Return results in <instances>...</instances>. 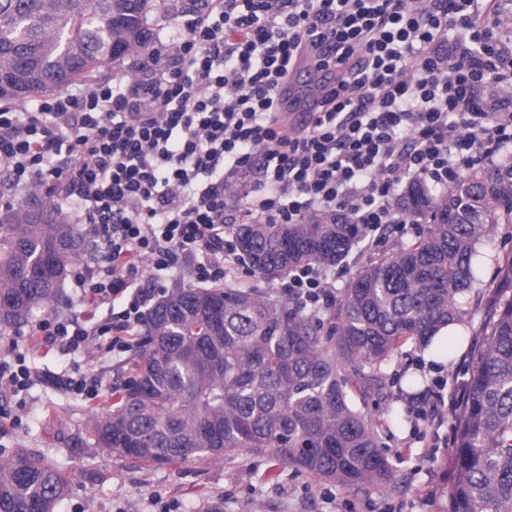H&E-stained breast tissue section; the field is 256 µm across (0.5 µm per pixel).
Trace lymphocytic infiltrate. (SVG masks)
Listing matches in <instances>:
<instances>
[{
    "mask_svg": "<svg viewBox=\"0 0 512 512\" xmlns=\"http://www.w3.org/2000/svg\"><path fill=\"white\" fill-rule=\"evenodd\" d=\"M498 0H210L176 42L146 52L143 77L63 88L33 108L0 105V168L12 202L66 206L98 250L74 273L94 325L37 326L77 352L132 348L150 300L138 285L193 267L223 282L234 174H259L246 213L276 224L339 213L377 232L406 179L450 184L512 148V44L489 18ZM454 49L441 54L444 39ZM336 84L299 128L284 129L277 90L297 56ZM326 271H296L287 294L311 312L333 295Z\"/></svg>",
    "mask_w": 512,
    "mask_h": 512,
    "instance_id": "1",
    "label": "lymphocytic infiltrate"
}]
</instances>
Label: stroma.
<instances>
[{
    "label": "stroma",
    "instance_id": "obj_1",
    "mask_svg": "<svg viewBox=\"0 0 512 512\" xmlns=\"http://www.w3.org/2000/svg\"><path fill=\"white\" fill-rule=\"evenodd\" d=\"M417 232V225L402 224L361 240L349 264L329 270L332 294H341L358 266L378 260L393 241L414 240ZM511 259L512 224L491 225L476 265L474 286L481 297L462 300V317L455 325L464 344L449 350L446 364L407 344L383 367L384 394L356 398L394 470L388 485L349 489L291 467L271 482L266 473L273 459L249 451L202 464L148 466L89 447L85 423L92 413L104 411L102 393L130 377L133 356L115 358L93 344L68 354L36 341L34 331L42 320L79 316L96 322L106 317V309L80 305L69 281L58 303L35 313L20 331L0 334V358L18 348L28 350L30 365L40 372L79 367L99 394L82 398L36 383L16 395L0 387V407L12 412L10 418H0V451L31 448L66 472L71 491L54 512H348L352 506L358 512H445L453 477L454 410L440 400L439 389L467 378L472 353L482 346L497 303L492 286Z\"/></svg>",
    "mask_w": 512,
    "mask_h": 512
}]
</instances>
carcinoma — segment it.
Returning <instances> with one entry per match:
<instances>
[{"label":"carcinoma","mask_w":512,"mask_h":512,"mask_svg":"<svg viewBox=\"0 0 512 512\" xmlns=\"http://www.w3.org/2000/svg\"><path fill=\"white\" fill-rule=\"evenodd\" d=\"M166 0H0V102L23 101L90 80L142 54L158 35ZM413 223L397 243L360 266L328 308L319 334L302 306L253 288L167 291L147 312L132 376L90 419L92 447L148 465L224 459L241 450L275 457L267 479L291 466L349 489L392 478L376 433L352 390L381 394L382 366L408 343L430 346L457 322L474 291L478 246L491 224H512V160L471 170L448 189L413 182L398 198ZM365 236L335 215L304 224L246 220L238 258L272 284L304 265L346 264ZM86 250L78 225L39 200L0 219V332L16 330L59 295ZM469 373V397L452 416L448 512H512V262ZM69 478L30 448L0 459V512H53Z\"/></svg>","instance_id":"cac0c4a2"}]
</instances>
